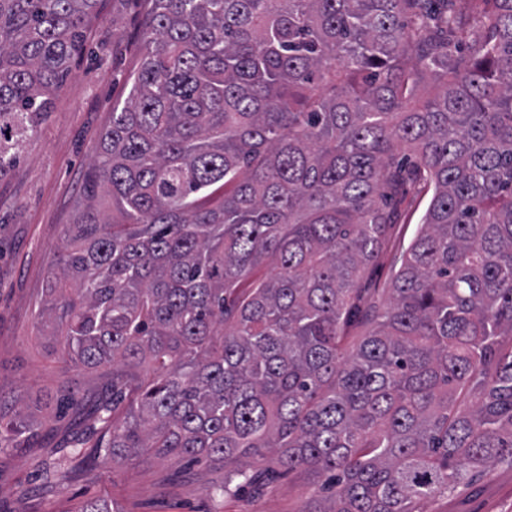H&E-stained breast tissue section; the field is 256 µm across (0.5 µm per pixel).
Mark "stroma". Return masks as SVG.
Instances as JSON below:
<instances>
[{"label": "stroma", "instance_id": "obj_1", "mask_svg": "<svg viewBox=\"0 0 512 512\" xmlns=\"http://www.w3.org/2000/svg\"><path fill=\"white\" fill-rule=\"evenodd\" d=\"M148 9V0H98L84 51L55 92L39 135L0 178V417L34 429L30 437L0 434V512H77L100 497L114 512H313L323 502L319 480L304 470L277 476L271 453L250 462L269 477L256 494L223 492V466L179 456L124 465L92 457L55 478L46 475L59 448L77 441L89 448L101 434L91 410L110 388V368L75 365L63 337L41 323L38 311L48 297L54 254L66 244L65 227L80 218L89 164L112 106L128 96ZM429 200L414 189L400 205L366 274L368 301L387 302L392 258L411 242ZM423 509L512 512V468L491 467Z\"/></svg>", "mask_w": 512, "mask_h": 512}]
</instances>
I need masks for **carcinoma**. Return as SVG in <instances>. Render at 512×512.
I'll return each mask as SVG.
<instances>
[{
  "label": "carcinoma",
  "instance_id": "1",
  "mask_svg": "<svg viewBox=\"0 0 512 512\" xmlns=\"http://www.w3.org/2000/svg\"><path fill=\"white\" fill-rule=\"evenodd\" d=\"M151 2L45 307L121 422L53 469L207 458L258 491L243 459L275 451L322 479L312 512H421L512 466V0ZM96 4L0 0V177ZM411 186L379 310L360 283Z\"/></svg>",
  "mask_w": 512,
  "mask_h": 512
}]
</instances>
